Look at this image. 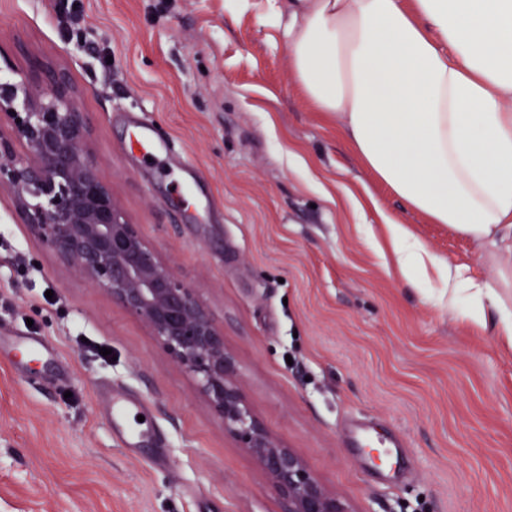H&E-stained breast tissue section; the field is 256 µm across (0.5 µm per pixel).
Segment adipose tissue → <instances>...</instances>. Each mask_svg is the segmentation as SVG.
Masks as SVG:
<instances>
[{"label":"adipose tissue","mask_w":512,"mask_h":512,"mask_svg":"<svg viewBox=\"0 0 512 512\" xmlns=\"http://www.w3.org/2000/svg\"><path fill=\"white\" fill-rule=\"evenodd\" d=\"M291 72L411 211L512 255V0H267ZM400 270L426 253L387 219Z\"/></svg>","instance_id":"obj_1"}]
</instances>
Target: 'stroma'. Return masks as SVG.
<instances>
[{
  "label": "stroma",
  "mask_w": 512,
  "mask_h": 512,
  "mask_svg": "<svg viewBox=\"0 0 512 512\" xmlns=\"http://www.w3.org/2000/svg\"><path fill=\"white\" fill-rule=\"evenodd\" d=\"M264 0H0V71L65 67L103 180L224 329L253 413L349 512H512V347L382 222L512 307V258L408 210L295 81ZM154 126L170 160L129 144ZM52 300H45L46 291ZM31 331L57 356L17 362ZM109 355H101V348ZM143 400L148 447L112 432ZM368 440L351 446L347 420ZM403 440L392 448V434ZM162 451L164 463L153 461ZM276 487L132 316L62 264L0 188V512H283ZM385 220L389 237L396 247L399 269L403 273L413 274L423 270L426 265V259L434 261L427 256L421 246L413 239L410 231L403 223L390 217H387Z\"/></svg>",
  "instance_id": "stroma-1"
}]
</instances>
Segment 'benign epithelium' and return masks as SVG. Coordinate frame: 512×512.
<instances>
[{
	"label": "benign epithelium",
	"instance_id": "obj_1",
	"mask_svg": "<svg viewBox=\"0 0 512 512\" xmlns=\"http://www.w3.org/2000/svg\"><path fill=\"white\" fill-rule=\"evenodd\" d=\"M26 154L16 153V144ZM35 235L92 287L142 320L259 466L288 512H348L294 448L260 423L241 388L224 330L131 222L101 179L91 126L62 69L0 82V187Z\"/></svg>",
	"mask_w": 512,
	"mask_h": 512
}]
</instances>
